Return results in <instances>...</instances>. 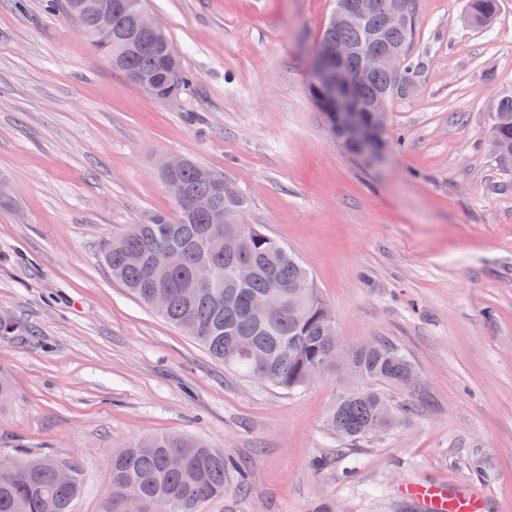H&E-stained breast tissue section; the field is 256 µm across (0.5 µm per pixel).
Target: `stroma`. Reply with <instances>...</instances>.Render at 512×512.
I'll return each mask as SVG.
<instances>
[{
    "instance_id": "obj_1",
    "label": "stroma",
    "mask_w": 512,
    "mask_h": 512,
    "mask_svg": "<svg viewBox=\"0 0 512 512\" xmlns=\"http://www.w3.org/2000/svg\"><path fill=\"white\" fill-rule=\"evenodd\" d=\"M192 83L158 100L43 0H0V455L67 461L73 512H111L110 458L183 433L244 470L201 512H422L402 486H465L512 512V169L486 136L512 94V0L484 27L463 0H416L418 87L394 98L369 164L309 92L333 0H142ZM184 156L223 173L244 223L309 269L346 345L381 339L425 400L393 429L339 439L330 371L284 392L225 369L113 280L106 239L176 210L159 178Z\"/></svg>"
}]
</instances>
